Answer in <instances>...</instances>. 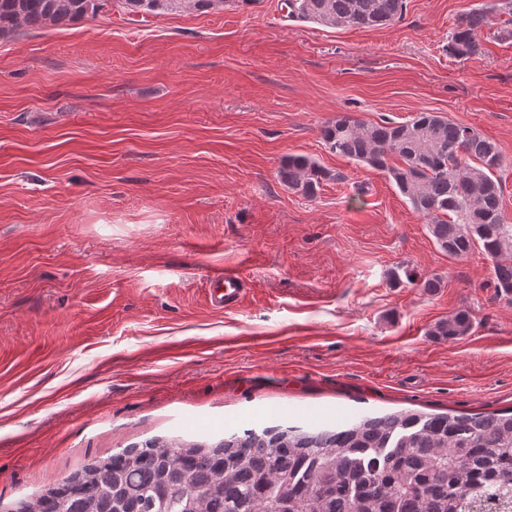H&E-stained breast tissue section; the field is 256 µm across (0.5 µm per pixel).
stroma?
<instances>
[{"label": "stroma", "instance_id": "stroma-1", "mask_svg": "<svg viewBox=\"0 0 512 512\" xmlns=\"http://www.w3.org/2000/svg\"><path fill=\"white\" fill-rule=\"evenodd\" d=\"M479 0L375 29L284 0L20 27L0 39V512L154 438L512 408V298L448 257L385 176L321 128L436 112L500 147L512 222V39L448 55ZM328 169L315 197L283 158ZM441 275L428 292L391 270ZM237 270L243 303L209 280ZM469 310L458 340L429 336ZM333 177L315 160L304 155L284 158L278 169L279 182L305 197H313L324 180ZM212 304L218 308H228L239 305L247 295L245 280L234 271H224V274L212 278Z\"/></svg>", "mask_w": 512, "mask_h": 512}]
</instances>
